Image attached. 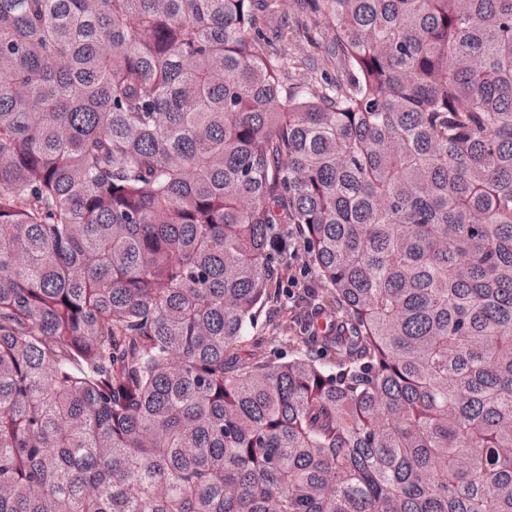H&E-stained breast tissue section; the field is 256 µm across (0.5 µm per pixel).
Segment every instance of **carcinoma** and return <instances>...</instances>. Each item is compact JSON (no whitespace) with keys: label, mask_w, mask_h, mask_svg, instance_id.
Here are the masks:
<instances>
[{"label":"carcinoma","mask_w":512,"mask_h":512,"mask_svg":"<svg viewBox=\"0 0 512 512\" xmlns=\"http://www.w3.org/2000/svg\"><path fill=\"white\" fill-rule=\"evenodd\" d=\"M283 2L0 0V512H512V0ZM286 14L290 18L287 40L284 42L288 53V79L291 83H306L319 78L320 72L336 77V56L328 51L333 45L334 31L322 21H309L308 30L297 26L294 16L300 14L299 2L286 0ZM292 21V22H291ZM315 65V69H312ZM288 264L300 281L309 279L310 275H307L308 271L305 270V258L302 253L299 252L288 258ZM288 264L283 283L284 288H280L278 298L267 303L263 311L257 316L254 325L249 328V336H278L280 340L288 342V339L291 340L293 336L298 334L297 319H299L302 309L293 307L292 300L288 302V288H298L299 280L295 275L288 274ZM310 296L309 283H303L302 288L299 287L297 293L295 291L291 293V298L295 299L294 302L300 307H307Z\"/></svg>","instance_id":"obj_1"}]
</instances>
